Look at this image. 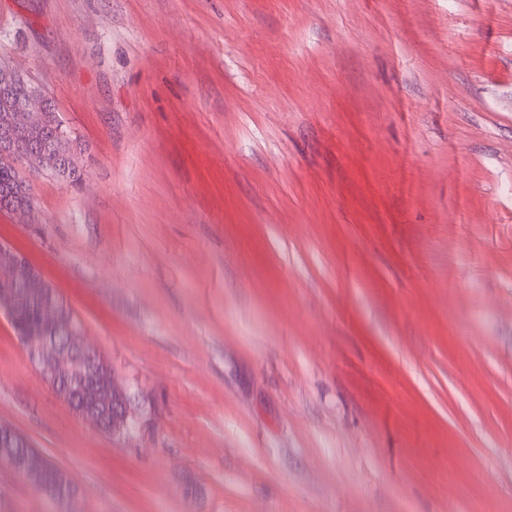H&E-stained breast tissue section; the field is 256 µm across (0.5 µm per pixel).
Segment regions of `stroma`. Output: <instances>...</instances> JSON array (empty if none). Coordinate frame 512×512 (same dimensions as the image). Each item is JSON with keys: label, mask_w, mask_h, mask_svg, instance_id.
<instances>
[{"label": "stroma", "mask_w": 512, "mask_h": 512, "mask_svg": "<svg viewBox=\"0 0 512 512\" xmlns=\"http://www.w3.org/2000/svg\"><path fill=\"white\" fill-rule=\"evenodd\" d=\"M81 180L0 244L130 397L0 313V512H512V0H0ZM22 286L26 289V301L14 316L19 287ZM49 286L20 254L0 246V311L8 318L14 316L10 321L12 328L19 340L23 336V347L32 363L48 385L56 393L60 392L71 410L83 421L105 433L130 437L137 430V420L128 409L127 391L115 382L111 369L110 382L106 373L109 372L108 364L85 341L70 308ZM50 306L67 309L75 322L66 312L48 309L43 312V334L25 336L39 328L41 312ZM53 333L68 336H51ZM58 337L63 338L60 344L56 342ZM58 340L62 341L61 338ZM15 444L16 448H11L8 453H2L0 447V461L10 462L13 457L22 454L21 456L26 458L27 463L24 476L38 489L56 499V492L60 489L61 471L43 453L32 448L28 440L18 433L15 437ZM33 463H39L41 468L32 469Z\"/></svg>", "instance_id": "35a3bbf8"}]
</instances>
